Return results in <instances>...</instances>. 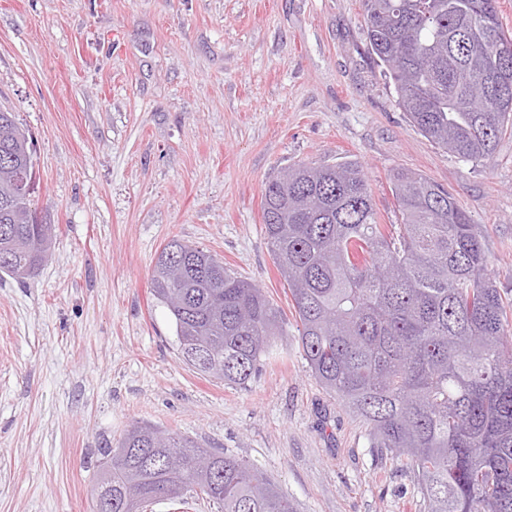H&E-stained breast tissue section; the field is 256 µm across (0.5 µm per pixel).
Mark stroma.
<instances>
[{
	"mask_svg": "<svg viewBox=\"0 0 512 512\" xmlns=\"http://www.w3.org/2000/svg\"><path fill=\"white\" fill-rule=\"evenodd\" d=\"M34 139L56 245L0 273V512H92L101 449L136 421L261 466L296 512H420L412 473L311 376L270 255L262 190L281 168L361 165L452 191L512 290V134L473 164L410 123L367 51L362 0H0V107ZM177 238L258 284L286 320L246 386L181 360L150 293Z\"/></svg>",
	"mask_w": 512,
	"mask_h": 512,
	"instance_id": "stroma-1",
	"label": "stroma"
}]
</instances>
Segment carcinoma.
Instances as JSON below:
<instances>
[{
    "label": "carcinoma",
    "instance_id": "1",
    "mask_svg": "<svg viewBox=\"0 0 512 512\" xmlns=\"http://www.w3.org/2000/svg\"><path fill=\"white\" fill-rule=\"evenodd\" d=\"M368 51L397 102L432 143L493 159L512 129V82L491 84L512 55L496 0H363ZM32 141L0 108V272L23 282L54 248L32 208ZM401 222L380 223L361 165H292L265 182L262 220L287 285L311 376L367 426L370 447L406 459L424 512H512V298L488 277L482 225L445 187L391 179ZM155 302L182 361L243 386L284 335L256 284L173 238L155 262ZM92 490L104 512L201 498L218 512H295L260 467L181 434L135 423L103 449ZM209 457L202 472L196 459Z\"/></svg>",
    "mask_w": 512,
    "mask_h": 512
}]
</instances>
